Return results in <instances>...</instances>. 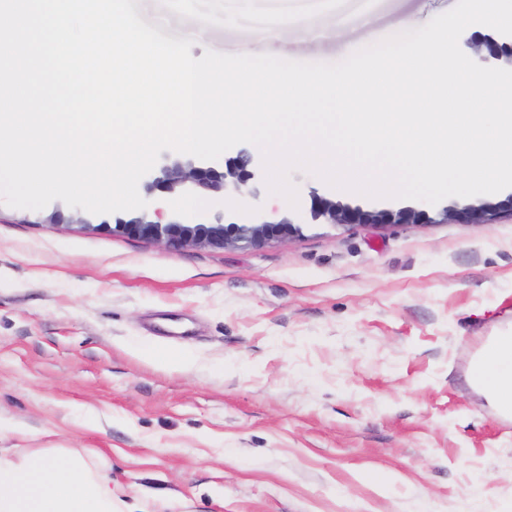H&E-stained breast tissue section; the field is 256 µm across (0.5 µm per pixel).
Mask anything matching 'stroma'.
<instances>
[{
	"label": "stroma",
	"instance_id": "35a3bbf8",
	"mask_svg": "<svg viewBox=\"0 0 512 512\" xmlns=\"http://www.w3.org/2000/svg\"><path fill=\"white\" fill-rule=\"evenodd\" d=\"M457 0H137L205 50L335 64ZM297 209L264 179L196 191L163 221L292 213L298 233L172 249L116 214L0 202V448H75L141 512H512V420L474 395L478 349L512 327V213L487 224H320L311 193L404 207L294 170ZM186 351L191 364L168 361ZM488 490L473 503L463 493Z\"/></svg>",
	"mask_w": 512,
	"mask_h": 512
}]
</instances>
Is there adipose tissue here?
Masks as SVG:
<instances>
[{
  "instance_id": "ef3b65f1",
  "label": "adipose tissue",
  "mask_w": 512,
  "mask_h": 512,
  "mask_svg": "<svg viewBox=\"0 0 512 512\" xmlns=\"http://www.w3.org/2000/svg\"><path fill=\"white\" fill-rule=\"evenodd\" d=\"M472 385L497 409L512 407V336L490 342ZM0 512H124L112 478L87 452L0 448Z\"/></svg>"
}]
</instances>
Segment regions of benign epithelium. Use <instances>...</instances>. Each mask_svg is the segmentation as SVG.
Returning a JSON list of instances; mask_svg holds the SVG:
<instances>
[{
	"mask_svg": "<svg viewBox=\"0 0 512 512\" xmlns=\"http://www.w3.org/2000/svg\"><path fill=\"white\" fill-rule=\"evenodd\" d=\"M483 44L489 51L484 61L493 59L512 66V44H500L491 37L483 38ZM258 168L255 157L248 150L241 149L236 156L225 160L221 168L193 164L185 167L179 163L165 165L160 169V175L147 185V190L171 193L180 186L191 184L215 193L239 191L256 178ZM501 209L512 211V195L495 204L446 209L444 215L457 222L479 223L492 212ZM310 215L313 220L322 218L328 224H412L431 221L428 212L424 210L412 207L368 210L338 203L315 191L312 192ZM116 228L142 238L163 241L173 248L198 243L247 247L298 231L287 216L277 221L250 224H224L219 221L214 224H184L177 221L163 224L137 216L119 221Z\"/></svg>",
	"mask_w": 512,
	"mask_h": 512,
	"instance_id": "1",
	"label": "benign epithelium"
}]
</instances>
